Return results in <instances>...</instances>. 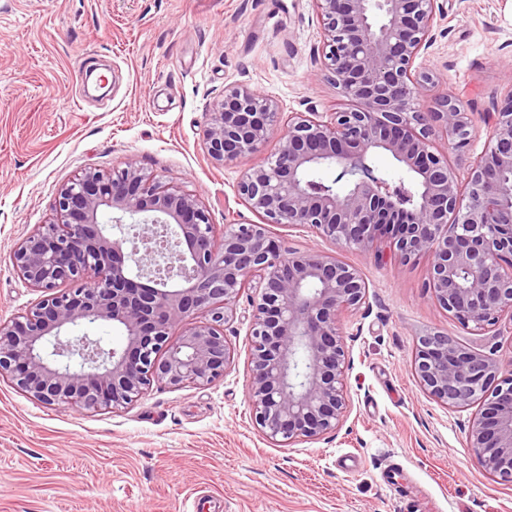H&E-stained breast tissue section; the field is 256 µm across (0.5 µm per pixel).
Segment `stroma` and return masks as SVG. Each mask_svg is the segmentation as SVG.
Wrapping results in <instances>:
<instances>
[{
  "label": "stroma",
  "mask_w": 512,
  "mask_h": 512,
  "mask_svg": "<svg viewBox=\"0 0 512 512\" xmlns=\"http://www.w3.org/2000/svg\"><path fill=\"white\" fill-rule=\"evenodd\" d=\"M445 16L414 67L435 98L473 114L466 148L437 140L466 172L512 93V0H441ZM243 85L285 112L346 106L322 65L313 0H0V321L40 298L14 271L17 242L55 214L58 188L134 161L199 196L217 226L257 216L239 199L244 169L202 148L212 104ZM366 303L341 317L353 358L349 414L334 436L280 447L247 399L251 294L226 330L235 363L207 386H153L117 411L30 400L0 380V512H512V485L474 462L476 406L445 408L409 366L417 336L441 332L501 363L512 330L468 333L436 307L428 258L341 252Z\"/></svg>",
  "instance_id": "stroma-1"
}]
</instances>
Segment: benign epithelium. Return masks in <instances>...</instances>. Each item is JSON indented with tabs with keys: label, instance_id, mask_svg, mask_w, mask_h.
Here are the masks:
<instances>
[{
	"label": "benign epithelium",
	"instance_id": "benign-epithelium-1",
	"mask_svg": "<svg viewBox=\"0 0 512 512\" xmlns=\"http://www.w3.org/2000/svg\"><path fill=\"white\" fill-rule=\"evenodd\" d=\"M323 66L342 112H280L257 91L234 86L208 112L203 148L217 166L241 163L276 138L265 164L245 170L237 194L258 223L217 234L203 201L128 161L110 174L86 170L59 190L56 216L20 240L13 267L40 300L0 322V379L31 399L82 410H118L155 382L210 385L235 360L225 329L254 289L247 396L253 426L273 445L336 434L347 416L353 360L340 315L366 300L367 282L338 255L287 248L270 224L309 228L340 248L384 244L404 261L430 259L426 288L466 332L512 322V95L465 183L433 151L474 130L459 96L428 99L434 82L413 69L443 16L438 0H314ZM385 151L418 189L397 205L367 163ZM322 166L354 177L343 192L315 181ZM112 210L108 224L100 221ZM152 224L175 238L177 288L163 249L139 246L127 227ZM71 288L64 289L62 285ZM112 322L125 345L106 347L81 325ZM410 369L421 390L448 408L478 404L467 447L498 483L512 484V370L444 333L417 337Z\"/></svg>",
	"mask_w": 512,
	"mask_h": 512
}]
</instances>
